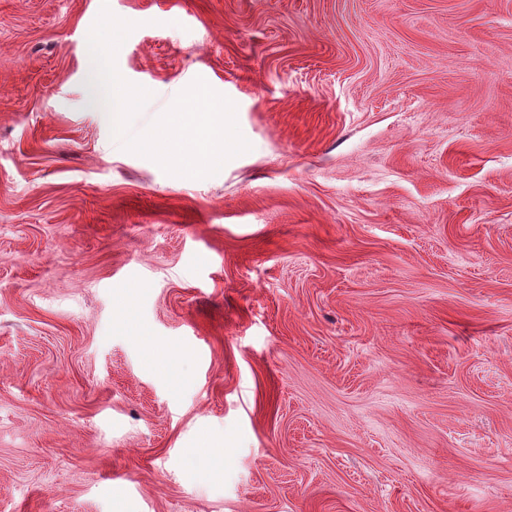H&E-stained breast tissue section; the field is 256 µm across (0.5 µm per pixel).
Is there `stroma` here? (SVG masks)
<instances>
[{
  "label": "stroma",
  "mask_w": 512,
  "mask_h": 512,
  "mask_svg": "<svg viewBox=\"0 0 512 512\" xmlns=\"http://www.w3.org/2000/svg\"><path fill=\"white\" fill-rule=\"evenodd\" d=\"M0 512H512V0H0Z\"/></svg>",
  "instance_id": "stroma-1"
}]
</instances>
